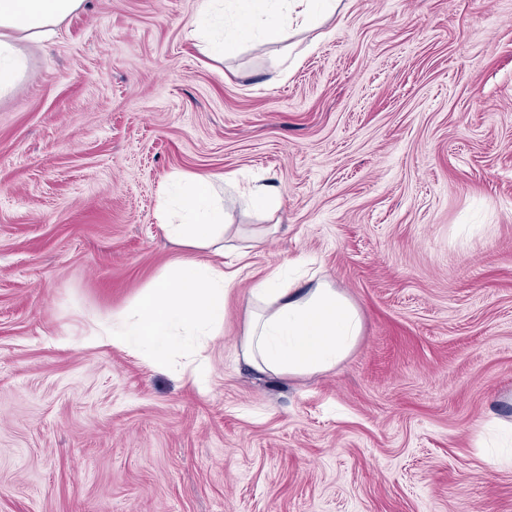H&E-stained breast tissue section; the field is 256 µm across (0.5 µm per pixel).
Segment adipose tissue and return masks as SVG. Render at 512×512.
<instances>
[{
	"label": "adipose tissue",
	"instance_id": "ef3b65f1",
	"mask_svg": "<svg viewBox=\"0 0 512 512\" xmlns=\"http://www.w3.org/2000/svg\"><path fill=\"white\" fill-rule=\"evenodd\" d=\"M339 0H200L193 31L207 54L231 53L235 40L224 35V9L240 18L237 31L250 33L249 22L264 18L268 35L288 38L287 18L317 22L334 13ZM83 0H0V94L15 90L24 59L13 32L32 42L49 40L56 26L77 11ZM235 190L245 206L265 218L281 207L273 185H240L236 175L197 174L178 177L162 188L159 226L174 243L202 252L198 261L181 263L111 322L82 331L83 342L107 343L162 359L176 344L197 346L224 324V302L234 285L225 271L224 236L228 213L220 188ZM241 340L243 361L262 374H319L342 362L362 333V316L345 293L325 279L300 288L280 285L279 271L256 281L247 299Z\"/></svg>",
	"mask_w": 512,
	"mask_h": 512
}]
</instances>
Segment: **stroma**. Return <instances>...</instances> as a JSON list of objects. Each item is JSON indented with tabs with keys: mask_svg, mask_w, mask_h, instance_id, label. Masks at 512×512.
I'll use <instances>...</instances> for the list:
<instances>
[{
	"mask_svg": "<svg viewBox=\"0 0 512 512\" xmlns=\"http://www.w3.org/2000/svg\"><path fill=\"white\" fill-rule=\"evenodd\" d=\"M200 0H84L0 96V512H512V0H341L204 57ZM285 69L282 82L269 83ZM256 174L277 232L227 254L224 329L152 362L80 329L189 251L163 182ZM309 263L362 336L258 374L252 284Z\"/></svg>",
	"mask_w": 512,
	"mask_h": 512,
	"instance_id": "1",
	"label": "stroma"
}]
</instances>
